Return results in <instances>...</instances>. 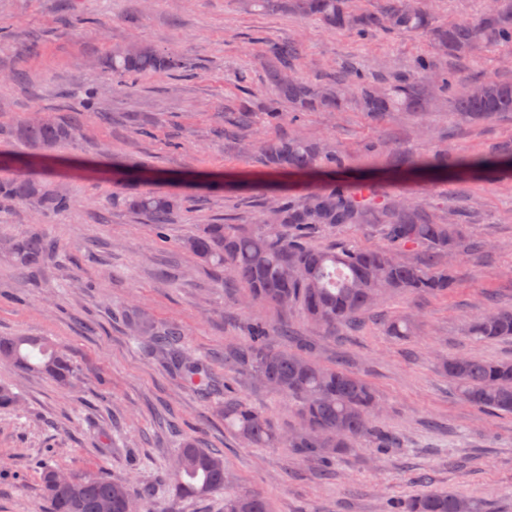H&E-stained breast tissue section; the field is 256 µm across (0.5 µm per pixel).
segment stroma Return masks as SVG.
Returning a JSON list of instances; mask_svg holds the SVG:
<instances>
[{"instance_id": "1", "label": "stroma", "mask_w": 512, "mask_h": 512, "mask_svg": "<svg viewBox=\"0 0 512 512\" xmlns=\"http://www.w3.org/2000/svg\"><path fill=\"white\" fill-rule=\"evenodd\" d=\"M288 41L299 45L302 76L313 83L351 62L381 79L406 71L429 50L417 33L362 42L288 10L263 11L254 0H0V130L35 109L58 119L79 111L89 88L111 116L105 124L89 119L85 136L41 158L44 171L73 197L68 211L0 207V235L36 227L58 245L36 283L0 255V337H49L79 376L64 389L49 376L0 365V384L20 396L17 410H0V512H50L38 479L46 463L131 481L161 512H224L225 496L239 492L262 494L272 512H385L388 499L425 489L460 492L481 501L484 512H512V416L471 406L439 370L440 357L459 353L512 360V338L482 341L465 333L488 300L512 306V176L434 182L400 168L437 151L478 154L512 143V117L465 123L444 98L382 120L351 111L296 117L300 134L343 148L349 173L380 192L411 196L443 219L463 212L467 234L491 251L457 255L456 287L448 295L384 294L359 327L327 336L297 314L246 304L240 283L217 278L180 247L202 224L258 227L264 196L254 185L273 175L241 143L290 129L268 123L261 110L270 94L266 50ZM135 44L179 50L182 66L113 90L105 62L113 48ZM459 64L473 78L492 72L512 79V52L501 48L461 63L440 61L444 69ZM16 68L26 72L25 84L10 79ZM231 106L247 107L253 120L216 137ZM115 156L220 175L233 189L177 210L162 242L145 216L116 200L105 173ZM308 241L345 248L384 239L372 229L343 227L314 230ZM130 308L183 330L198 352L213 356L226 389L270 415L284 434L299 424L294 405L242 373L230 351L246 343L252 323L292 322L319 363L344 362L372 384L376 420L395 436L396 448L382 455L359 441L325 477L291 449L246 446L225 431L209 399L180 385L129 340L120 312ZM396 317L414 323V336L387 335L385 324ZM183 435L223 453V492L199 500L168 493L169 462Z\"/></svg>"}]
</instances>
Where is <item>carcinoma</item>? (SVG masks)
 I'll list each match as a JSON object with an SVG mask.
<instances>
[{"label": "carcinoma", "mask_w": 512, "mask_h": 512, "mask_svg": "<svg viewBox=\"0 0 512 512\" xmlns=\"http://www.w3.org/2000/svg\"><path fill=\"white\" fill-rule=\"evenodd\" d=\"M303 17L314 18L329 30H349L361 40L375 32H420L436 50L456 58L470 57L488 48L512 49V0H492L489 11L475 19L440 22L426 0H382L374 10H361L355 0H293ZM270 64L265 81L273 94L262 106L268 120L282 122L288 104L293 112L313 109L340 110L355 104L373 118L406 110L420 112L429 96H446L452 111L466 120L485 121L512 113V81L499 76L472 80L463 70H439L437 59L418 55L411 68L382 82L368 78L349 65L331 73L324 83L313 85L296 71L300 48L294 42L268 47ZM175 55L148 47H130L112 53L108 69L112 79L125 85L146 73L179 68ZM84 111L66 121L44 113L20 118L13 138L42 152L71 143L85 127L84 113L96 109L94 91H86ZM261 163L276 173L313 178L330 176L329 182L310 185L288 200L269 198L261 227L248 231L234 224H208L182 242V248L200 263L241 282L248 297L277 309L297 312L307 322L326 332L356 321L373 309L383 291L446 294L456 286L452 265L444 259L470 249L483 252L486 243L464 235L461 225L438 222L414 200L385 195L369 184H352L336 178L345 167L346 155L297 136H280L248 148ZM15 164L33 170L0 182V201L38 206L60 213L71 207V197L52 191L34 172L36 159L0 154V164ZM410 172L434 178L512 176V145L504 143L471 156L448 159L436 153L417 161ZM112 183L126 190L122 203L140 213L156 228L170 223L173 213L189 202L186 196L153 192H130L128 187L147 179L171 180L189 190L195 186L180 175L147 171L126 159L112 161ZM376 226L387 241L384 247H353L336 251L307 242L316 227ZM7 255L14 265L39 277L56 242L39 232L8 239ZM409 251L422 258L411 262ZM123 317L132 341L148 356L158 357L181 384L199 390L205 397H219L223 390L212 373L209 359L187 346L181 331L166 326L142 310H126ZM386 331L397 338L411 335L404 319L386 323ZM294 343L275 348L268 343L269 329L251 328L239 363L263 384L288 397L296 407L301 427L284 438L262 411L248 403L226 397L217 412L224 427L252 448L280 445L324 464L345 453L353 442L368 439L385 451L393 437L377 425L372 408L375 393L362 378L340 366L317 363L310 345L281 328ZM468 334L480 340L512 337V309L491 306L470 323ZM0 364L26 372L45 374L62 387L74 383L77 374L68 358L47 338L0 337ZM441 369L458 387L461 397L481 410L512 415V361L486 360L456 355L441 360ZM56 467L46 464L39 474L41 488L52 512H123L127 499H138L131 485L102 475H78L69 487L54 482ZM224 457L183 440L172 459L169 491L180 498H205L224 490ZM462 495L455 491H431L408 499L389 501L387 512H457ZM224 512H270L266 498L258 493H238L224 498Z\"/></svg>", "instance_id": "obj_1"}]
</instances>
